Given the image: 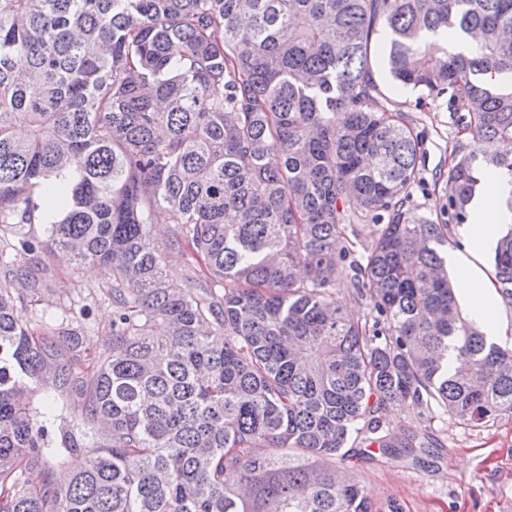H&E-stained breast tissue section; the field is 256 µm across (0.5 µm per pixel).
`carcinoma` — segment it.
Returning a JSON list of instances; mask_svg holds the SVG:
<instances>
[{
  "mask_svg": "<svg viewBox=\"0 0 512 512\" xmlns=\"http://www.w3.org/2000/svg\"><path fill=\"white\" fill-rule=\"evenodd\" d=\"M508 31L512 0H0V512H376L336 460L433 447L386 431V405L512 415V345L468 320L440 251L478 163L512 176L491 151L512 143ZM377 34L394 82L466 113L446 224L405 208L421 142L378 101ZM350 204L382 221L359 258ZM40 249L111 273L90 373L89 306L28 312ZM174 253L193 283L168 278ZM492 262L512 302V227ZM56 392L78 413L53 438L33 398ZM70 459L66 486L29 483ZM336 301L342 305L345 311L355 320L364 322V318L369 313L370 306L365 299H360L347 291H338L336 293Z\"/></svg>",
  "mask_w": 512,
  "mask_h": 512,
  "instance_id": "cac0c4a2",
  "label": "carcinoma"
}]
</instances>
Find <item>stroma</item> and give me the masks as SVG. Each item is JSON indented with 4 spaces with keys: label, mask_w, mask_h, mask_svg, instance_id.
Returning a JSON list of instances; mask_svg holds the SVG:
<instances>
[{
    "label": "stroma",
    "mask_w": 512,
    "mask_h": 512,
    "mask_svg": "<svg viewBox=\"0 0 512 512\" xmlns=\"http://www.w3.org/2000/svg\"><path fill=\"white\" fill-rule=\"evenodd\" d=\"M374 73L388 107L405 115L421 141L419 175L407 190L405 206L436 223H447L444 186L454 154L466 140L461 123L448 110V95L400 87L381 62ZM54 266L42 310L57 314L70 301L96 293L83 351L92 358L109 356L112 306L99 297L109 281L107 271L60 259ZM383 417L390 430H422L438 439L439 446L422 470L411 460L384 457L374 447L341 463V470L360 482L377 512H388L392 501L403 512H512V415L477 428L459 424L441 410L412 405L390 407Z\"/></svg>",
    "instance_id": "stroma-1"
}]
</instances>
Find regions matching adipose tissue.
<instances>
[{
    "instance_id": "adipose-tissue-1",
    "label": "adipose tissue",
    "mask_w": 512,
    "mask_h": 512,
    "mask_svg": "<svg viewBox=\"0 0 512 512\" xmlns=\"http://www.w3.org/2000/svg\"><path fill=\"white\" fill-rule=\"evenodd\" d=\"M505 180L484 178L469 210L463 250L450 252L449 263L459 269L457 290L468 304L470 319L487 327L490 335L501 329L497 292L479 265L481 253L500 236L504 225L512 223V213L500 210L499 201L508 189Z\"/></svg>"
}]
</instances>
